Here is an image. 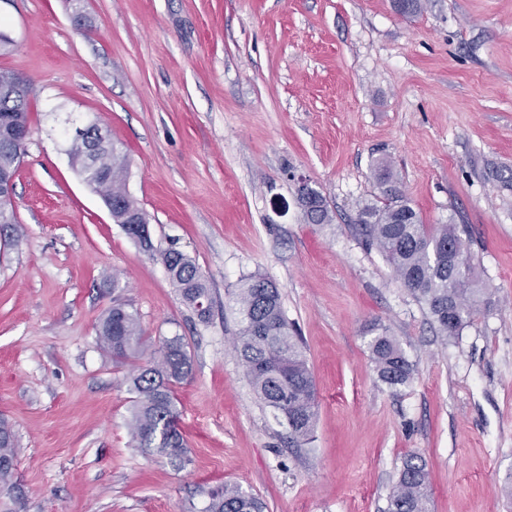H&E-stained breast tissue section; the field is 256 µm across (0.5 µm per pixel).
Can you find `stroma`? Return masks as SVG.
<instances>
[{
	"mask_svg": "<svg viewBox=\"0 0 512 512\" xmlns=\"http://www.w3.org/2000/svg\"><path fill=\"white\" fill-rule=\"evenodd\" d=\"M0 33V69L30 87L23 238L0 243V417L17 439L0 512H203L227 482L265 512H387L412 453L431 512H512V0H423L409 16L395 0H0ZM92 120L126 156L152 250L71 164ZM380 161L423 223L470 229L485 303L457 338L351 227ZM292 171L333 223L304 222ZM171 246L209 281V323L155 257ZM255 273L317 388L298 448L232 346L231 294ZM116 301L151 344L188 345L186 467L131 439L130 368L96 340ZM382 326L416 367L395 391L368 347Z\"/></svg>",
	"mask_w": 512,
	"mask_h": 512,
	"instance_id": "35a3bbf8",
	"label": "stroma"
}]
</instances>
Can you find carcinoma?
<instances>
[{
    "label": "carcinoma",
    "mask_w": 512,
    "mask_h": 512,
    "mask_svg": "<svg viewBox=\"0 0 512 512\" xmlns=\"http://www.w3.org/2000/svg\"><path fill=\"white\" fill-rule=\"evenodd\" d=\"M29 86L12 71H0V118L28 125ZM26 144L0 142V174H16ZM88 184L112 196L124 212L141 208L125 190L126 158L110 139H100L94 160L80 167ZM307 224H330L332 211L324 196L303 207ZM352 228L369 247L376 248L390 263L396 278L412 296L427 306L445 338H454L478 312L483 289L474 274L467 226L425 224L403 191L390 176L379 182V195L357 210ZM20 242L13 195H0V230ZM465 267L448 271L449 253ZM169 281L181 302L199 320H208L211 292L207 278L195 261L170 247L158 253ZM239 329L233 341L256 399L273 410L288 428V441L302 446L312 433L318 410L315 384L297 329L288 321L277 286L259 274L240 281L233 293ZM98 341L116 362L133 367L131 391L136 399L130 409L129 428L136 447L166 456L180 465L186 443L178 427L179 411L173 385L192 372L191 357L180 336L163 340L157 348L146 343L139 315L123 303L112 305L98 328ZM379 381L396 390L414 378L399 341L381 329L369 343ZM16 466V439L12 425L0 418V491L9 492ZM429 472L424 459L409 455L390 493L388 512H429ZM264 504L237 484L211 493L203 512H263Z\"/></svg>",
    "instance_id": "cac0c4a2"
}]
</instances>
